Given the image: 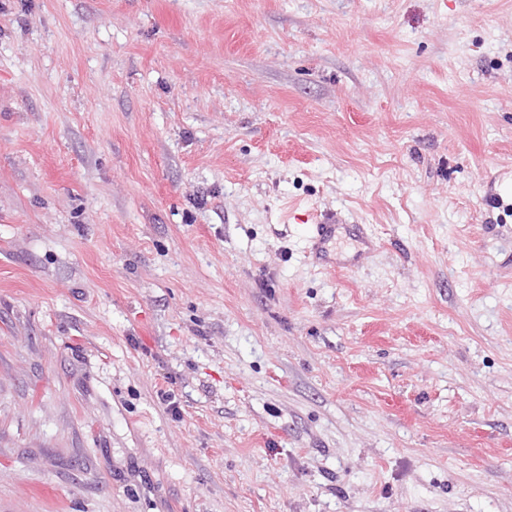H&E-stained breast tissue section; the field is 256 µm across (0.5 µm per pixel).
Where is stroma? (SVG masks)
<instances>
[{"label": "stroma", "instance_id": "obj_1", "mask_svg": "<svg viewBox=\"0 0 512 512\" xmlns=\"http://www.w3.org/2000/svg\"><path fill=\"white\" fill-rule=\"evenodd\" d=\"M0 512H512V0H0ZM332 222H334V216H325L324 220L321 221L323 224H314L315 228L312 236L313 257L325 267L329 264V260L324 254L327 249L326 245L334 236L336 229V225L331 224Z\"/></svg>", "mask_w": 512, "mask_h": 512}]
</instances>
